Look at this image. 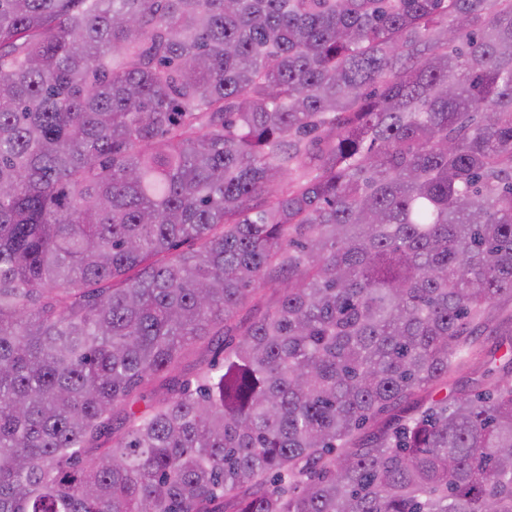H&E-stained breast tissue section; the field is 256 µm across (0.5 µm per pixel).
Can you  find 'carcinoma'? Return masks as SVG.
Returning a JSON list of instances; mask_svg holds the SVG:
<instances>
[{"instance_id": "obj_1", "label": "carcinoma", "mask_w": 512, "mask_h": 512, "mask_svg": "<svg viewBox=\"0 0 512 512\" xmlns=\"http://www.w3.org/2000/svg\"><path fill=\"white\" fill-rule=\"evenodd\" d=\"M508 303L512 0H0V512H512ZM498 341L499 336H494V333H489L488 331L483 336H479V342L483 349L482 355L448 380V396L461 385L474 386L479 389H489L492 387L495 375L488 371L500 365L502 361L499 359L506 349L505 346L498 347ZM490 350H495V360L493 362H488L491 357L487 356V352Z\"/></svg>"}]
</instances>
